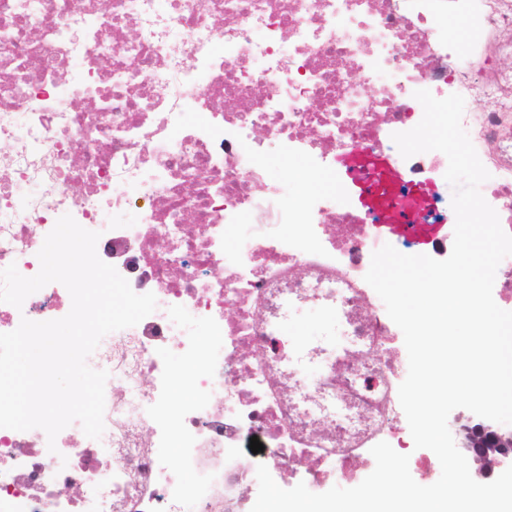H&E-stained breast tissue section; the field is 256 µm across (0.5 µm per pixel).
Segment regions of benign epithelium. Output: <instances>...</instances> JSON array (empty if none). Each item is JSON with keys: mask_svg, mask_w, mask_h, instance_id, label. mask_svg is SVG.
<instances>
[{"mask_svg": "<svg viewBox=\"0 0 512 512\" xmlns=\"http://www.w3.org/2000/svg\"><path fill=\"white\" fill-rule=\"evenodd\" d=\"M452 433L457 448L479 462L482 479H490L495 469L512 463V427L473 414L455 419Z\"/></svg>", "mask_w": 512, "mask_h": 512, "instance_id": "1", "label": "benign epithelium"}]
</instances>
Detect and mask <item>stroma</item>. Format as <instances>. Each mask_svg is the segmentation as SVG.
<instances>
[{"instance_id": "obj_1", "label": "stroma", "mask_w": 512, "mask_h": 512, "mask_svg": "<svg viewBox=\"0 0 512 512\" xmlns=\"http://www.w3.org/2000/svg\"><path fill=\"white\" fill-rule=\"evenodd\" d=\"M315 178L313 191H328L332 181H340L354 212L366 219L378 215L373 230L385 243L432 254L454 236L452 188L444 175L414 177L380 151L337 154Z\"/></svg>"}]
</instances>
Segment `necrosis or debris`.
<instances>
[{
	"label": "necrosis or debris",
	"mask_w": 512,
	"mask_h": 512,
	"mask_svg": "<svg viewBox=\"0 0 512 512\" xmlns=\"http://www.w3.org/2000/svg\"><path fill=\"white\" fill-rule=\"evenodd\" d=\"M501 34L512 0H0V269L36 275L68 214L157 299L87 359L109 374L100 439L72 423L65 459L41 429L0 428V512H251L250 438L274 481L315 493L354 476L365 445L402 447L401 370L375 354L395 324L364 279L381 240L342 192L288 195L263 155L315 173L339 152L395 151L423 116L414 91L448 88L512 234V69L472 75ZM133 204L134 223H105ZM70 308L51 283L0 303V333ZM308 310L323 331L282 334Z\"/></svg>",
	"instance_id": "1"
}]
</instances>
